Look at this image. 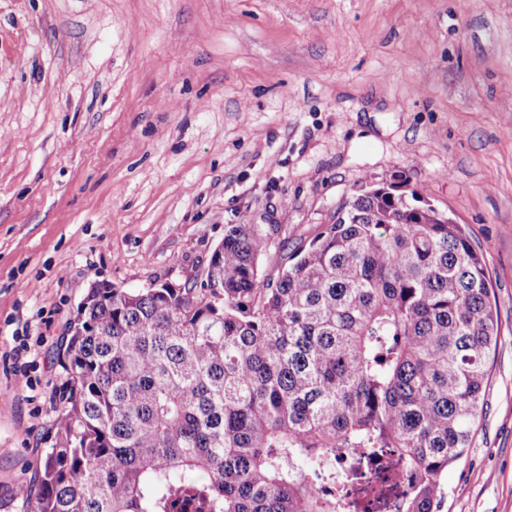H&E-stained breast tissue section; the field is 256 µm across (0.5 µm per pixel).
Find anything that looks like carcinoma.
I'll return each mask as SVG.
<instances>
[{
  "mask_svg": "<svg viewBox=\"0 0 512 512\" xmlns=\"http://www.w3.org/2000/svg\"><path fill=\"white\" fill-rule=\"evenodd\" d=\"M280 224H227L218 288H91L59 349L66 399L25 512H347L330 455L391 448L441 512L487 404L497 311L460 225L416 193L356 192L271 274Z\"/></svg>",
  "mask_w": 512,
  "mask_h": 512,
  "instance_id": "carcinoma-1",
  "label": "carcinoma"
}]
</instances>
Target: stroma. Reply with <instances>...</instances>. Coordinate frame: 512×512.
Wrapping results in <instances>:
<instances>
[{
	"label": "stroma",
	"instance_id": "35a3bbf8",
	"mask_svg": "<svg viewBox=\"0 0 512 512\" xmlns=\"http://www.w3.org/2000/svg\"><path fill=\"white\" fill-rule=\"evenodd\" d=\"M397 178L478 246L500 319L443 512H512V0H0V512L92 284L202 282L225 225L293 247Z\"/></svg>",
	"mask_w": 512,
	"mask_h": 512
}]
</instances>
